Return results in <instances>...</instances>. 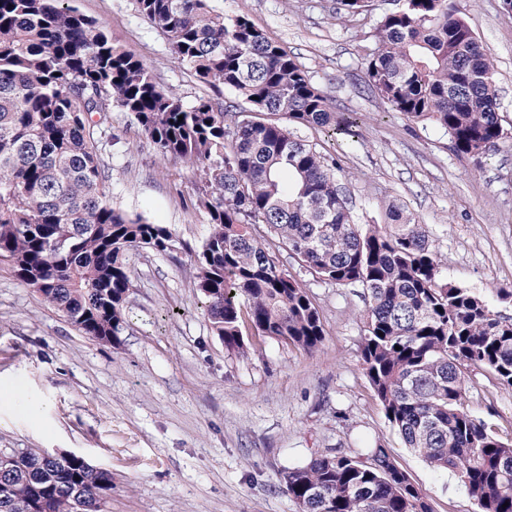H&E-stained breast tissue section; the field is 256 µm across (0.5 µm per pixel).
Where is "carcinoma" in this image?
Masks as SVG:
<instances>
[{
	"mask_svg": "<svg viewBox=\"0 0 512 512\" xmlns=\"http://www.w3.org/2000/svg\"><path fill=\"white\" fill-rule=\"evenodd\" d=\"M134 4L181 64L250 108L185 106L69 0H0V260L79 332L119 342L127 254L177 244L169 227L112 207L100 152L123 112L203 183L210 232L194 286L225 347L247 355L245 328L307 352L322 344L319 310L277 265L280 249L322 281L362 287L360 357L387 420L431 467L456 474L478 512H512V438L463 407L474 370L512 388V318L442 275L413 215L392 205L383 224L353 221L336 158L289 130L341 133L348 121L247 17L210 0ZM366 75L392 111L442 127L459 156L481 158L507 137L493 64L455 0H402L383 15ZM282 478L298 512H431L382 447L368 463L316 455ZM111 493L112 473L71 453L27 448L0 469V512H87Z\"/></svg>",
	"mask_w": 512,
	"mask_h": 512,
	"instance_id": "obj_1",
	"label": "carcinoma"
}]
</instances>
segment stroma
Instances as JSON below:
<instances>
[{
  "instance_id": "stroma-1",
  "label": "stroma",
  "mask_w": 512,
  "mask_h": 512,
  "mask_svg": "<svg viewBox=\"0 0 512 512\" xmlns=\"http://www.w3.org/2000/svg\"><path fill=\"white\" fill-rule=\"evenodd\" d=\"M105 23L115 45L136 53L161 86L192 106L226 99L170 52L132 0H72ZM245 15L284 47L349 119L348 133L295 128L336 157L338 185L359 224H380L397 203L424 225L449 280L491 298L512 286V12L502 0H459L494 65L499 113L509 136L481 161L458 157L444 129L413 122L368 86L365 59L379 18L396 0H372L351 16L337 0H211ZM101 151L112 205L172 228L166 254L132 251L133 287L118 345L82 335L0 261V449H59L112 474L105 512H297L285 469L317 453L369 460L386 448L432 512H476L458 479L405 448L387 421L360 359L361 287L313 278L287 252L281 268L318 307L325 339L314 351L245 330L247 356L213 336L193 284L190 251L209 233L194 206L198 185L162 158L131 117L112 115ZM465 410L512 434V388L473 372Z\"/></svg>"
}]
</instances>
